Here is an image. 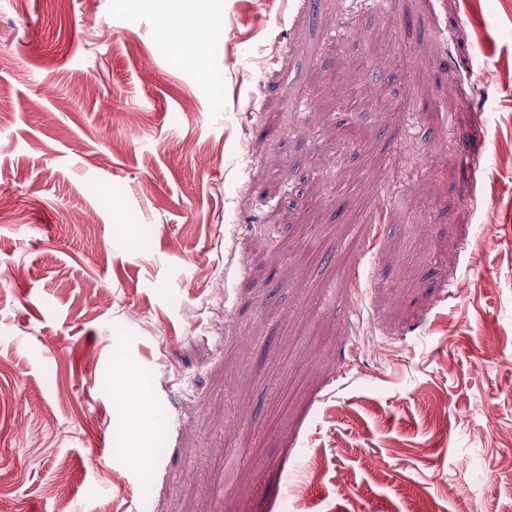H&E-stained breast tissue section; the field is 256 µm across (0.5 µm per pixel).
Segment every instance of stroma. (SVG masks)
<instances>
[{
    "label": "stroma",
    "instance_id": "obj_1",
    "mask_svg": "<svg viewBox=\"0 0 512 512\" xmlns=\"http://www.w3.org/2000/svg\"><path fill=\"white\" fill-rule=\"evenodd\" d=\"M202 4L0 0V512H506L512 0ZM178 12L175 15L158 13L155 23L158 31L169 42L178 54L187 56L200 68L207 64L209 45L204 40H196L185 44L179 36L183 24L195 21L198 17L199 0H179Z\"/></svg>",
    "mask_w": 512,
    "mask_h": 512
}]
</instances>
